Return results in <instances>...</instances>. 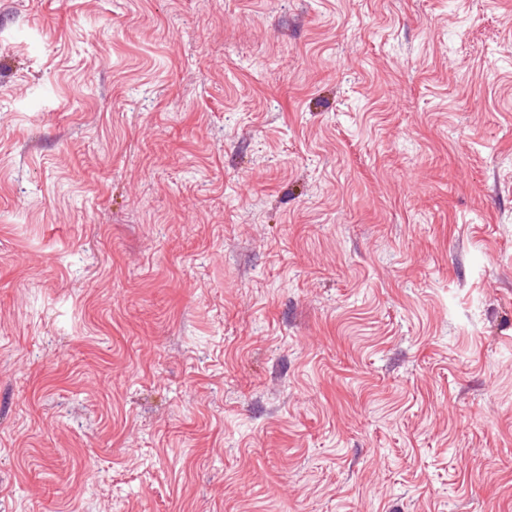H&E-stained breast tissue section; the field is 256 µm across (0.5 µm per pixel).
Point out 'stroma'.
<instances>
[{
	"mask_svg": "<svg viewBox=\"0 0 512 512\" xmlns=\"http://www.w3.org/2000/svg\"><path fill=\"white\" fill-rule=\"evenodd\" d=\"M0 512H512V0H0Z\"/></svg>",
	"mask_w": 512,
	"mask_h": 512,
	"instance_id": "obj_1",
	"label": "stroma"
}]
</instances>
